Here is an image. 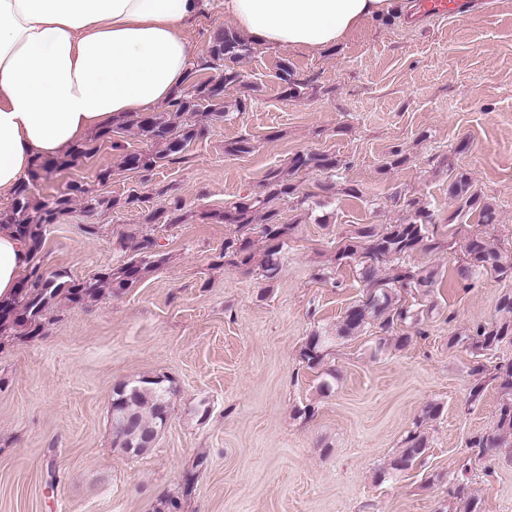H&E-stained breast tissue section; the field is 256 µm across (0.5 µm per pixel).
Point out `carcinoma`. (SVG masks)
<instances>
[{
	"mask_svg": "<svg viewBox=\"0 0 512 512\" xmlns=\"http://www.w3.org/2000/svg\"><path fill=\"white\" fill-rule=\"evenodd\" d=\"M246 52L248 46L237 32L226 28L218 31L210 43L209 60L206 61L207 68L219 71L218 76L192 82L181 91L171 102L176 114L201 115L211 120L226 116L224 92L227 86L240 80L235 65ZM129 124L136 127L147 142L163 146L160 151L148 148L125 154L121 165L128 171L136 172H149L160 162L178 155L207 128L206 124L197 120L175 125L162 113L148 112L136 116ZM95 150L96 147L90 144H80L62 158L36 162L30 179L15 189L12 209L0 212V224L22 239L32 256L40 253L47 226L58 223L69 212L74 195L85 193V188L75 186L66 195L41 201L32 194L33 182L44 173L75 165ZM337 166L338 161L333 155L300 152L291 158L288 172L333 170ZM265 188L264 196L239 202L222 214L224 223L237 225L239 235L224 240L221 258L238 266H248L254 261L253 241L246 228L253 223L254 214L261 212V234L266 248L259 268L262 277L273 280L281 271L283 246L295 225L280 222L279 212L271 203L284 200L302 206L307 203V197L299 195L296 184L278 171L267 175ZM448 193L460 202V209L478 212L480 224L493 227L497 223L495 207L473 189L468 175H457L450 183ZM178 210V202L168 211L152 210L145 214V223L156 224L167 212L169 217L163 218L165 223L176 224L179 217L175 216V212ZM429 225L431 213L419 206L413 217L399 224H363L357 227L340 246L336 251V266L356 262L363 292L347 307L334 334L317 330L308 336L302 351L308 368L314 369L322 364L330 339L356 338L370 328L377 329V353L391 345L402 349L411 342L412 336L400 331V326L409 321L419 324L423 300L434 293L443 279L435 268L404 263L407 256L420 248L438 250L445 247V242L437 240L430 233ZM160 248L157 238L145 235L134 244V255L128 261L85 282L65 281L61 273L46 276L39 266H33L23 278L19 290L8 298L0 299V335L8 332L27 338L40 335L44 315L58 298L80 304L105 290L117 295L122 293L165 261ZM491 271L501 278H512V252L493 246L483 235L467 237L462 246V259L455 271L457 279L468 281ZM404 292L416 293L412 304L402 302ZM511 339L512 293H506L499 299L493 320L476 325L467 334L448 337L449 346L463 345L473 356L469 367L471 387L467 403L472 406L480 402L491 384L502 395L493 428L469 440V447L477 449L480 458L512 439V360L500 362L492 369L482 361L485 352ZM171 393L172 388L164 385V380L160 378L142 377L115 386L112 390L114 445L131 458L150 452L153 445L146 443V440L165 426L171 412ZM441 411L438 403H429L422 409L414 428L407 432L398 453L391 459V470L405 473L422 461L429 449V439L421 426L437 419Z\"/></svg>",
	"mask_w": 512,
	"mask_h": 512,
	"instance_id": "cac0c4a2",
	"label": "carcinoma"
}]
</instances>
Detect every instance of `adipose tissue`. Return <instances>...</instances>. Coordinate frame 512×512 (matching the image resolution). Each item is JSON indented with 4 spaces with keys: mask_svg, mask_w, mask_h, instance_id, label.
Returning <instances> with one entry per match:
<instances>
[{
    "mask_svg": "<svg viewBox=\"0 0 512 512\" xmlns=\"http://www.w3.org/2000/svg\"><path fill=\"white\" fill-rule=\"evenodd\" d=\"M224 15L259 42L336 47L396 0H224ZM212 0H0V192L40 159L70 152L95 128L179 95L191 49L186 26ZM32 257L0 233V298L18 288Z\"/></svg>",
    "mask_w": 512,
    "mask_h": 512,
    "instance_id": "adipose-tissue-1",
    "label": "adipose tissue"
}]
</instances>
